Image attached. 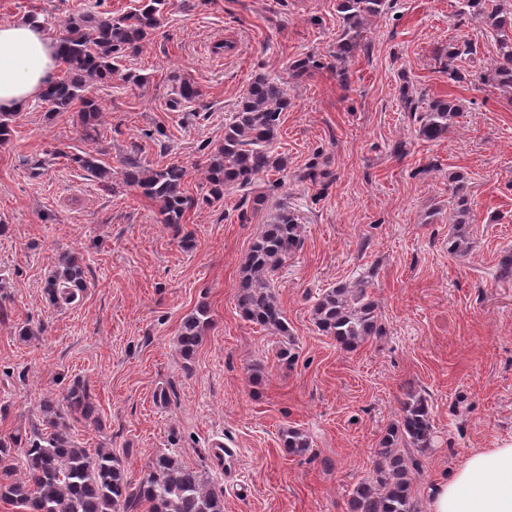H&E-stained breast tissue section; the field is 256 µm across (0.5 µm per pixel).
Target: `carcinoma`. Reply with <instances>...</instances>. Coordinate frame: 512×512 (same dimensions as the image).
Listing matches in <instances>:
<instances>
[{"label":"carcinoma","mask_w":512,"mask_h":512,"mask_svg":"<svg viewBox=\"0 0 512 512\" xmlns=\"http://www.w3.org/2000/svg\"><path fill=\"white\" fill-rule=\"evenodd\" d=\"M463 13L479 21L496 41L497 57L485 67L482 78L496 88L512 93V3L509 0H459ZM386 0H336L342 29L332 54L336 77L349 83L347 60L366 43L367 23L381 15ZM166 0H139L138 8L117 15L95 11L91 3L82 12L63 21L58 37V53L64 76L49 82L42 94L47 114L78 106L83 139L97 141L103 107L90 96L94 80L118 77L134 84L146 78L120 70L121 61L142 52L149 36L160 28ZM477 53L474 41L456 40L441 50L448 59V78L461 82L469 72L454 62L472 59ZM321 66L306 57L291 63L292 77L300 80ZM402 105L419 113L417 137L426 142L448 134L460 116L454 99L421 100L403 92ZM288 110V96L282 82L258 75L240 97L233 117L224 124V142L208 156L204 168L208 196L216 201L226 193L240 192L239 206L265 205L278 187L270 181L258 184L260 176L285 171L284 160L274 155L273 144ZM138 146L131 145L122 184L141 196L160 203V223L180 226L185 214L198 205V199L184 189L186 172L171 165L160 169L142 167L135 158ZM52 155L72 160L89 172L103 176V169L91 153L70 155L60 149ZM295 179L326 191L334 182L327 165L310 162L295 173ZM454 223H470L469 199L464 193V176L452 177ZM303 239V225L291 210L282 208L264 225L253 242L241 269L238 309L241 316L267 330L288 336V322L278 301L273 278L285 266ZM87 288L83 260L69 254L46 278L44 291L49 302L60 307L73 302ZM316 327L346 350H354L371 337L383 333L377 306L368 294L366 282L353 286L337 285L324 290L312 309ZM206 309L187 316L177 339L182 357L190 359L209 325ZM41 417L24 433L0 440V499L10 501L21 512H224V496L207 485L203 475L179 461L171 452H159L148 463L140 478L127 477L119 459L101 448L90 456L70 436V422L82 420L99 424L93 402L84 385L75 381L64 402L47 397L39 404ZM434 427L428 400L413 391L403 401L400 418L389 425L376 449L373 475L358 482L350 493L348 512H418L413 495L414 474L421 467L419 456L432 447ZM288 453L302 456L311 447L308 436L299 429L282 432ZM21 459L22 477H15L16 459Z\"/></svg>","instance_id":"carcinoma-1"}]
</instances>
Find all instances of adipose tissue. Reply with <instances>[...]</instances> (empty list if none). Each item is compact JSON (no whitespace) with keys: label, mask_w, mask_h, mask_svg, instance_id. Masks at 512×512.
I'll return each instance as SVG.
<instances>
[{"label":"adipose tissue","mask_w":512,"mask_h":512,"mask_svg":"<svg viewBox=\"0 0 512 512\" xmlns=\"http://www.w3.org/2000/svg\"><path fill=\"white\" fill-rule=\"evenodd\" d=\"M55 43L30 21L0 25V111L27 105L53 77ZM431 512H512V442L469 454L429 491Z\"/></svg>","instance_id":"obj_1"}]
</instances>
